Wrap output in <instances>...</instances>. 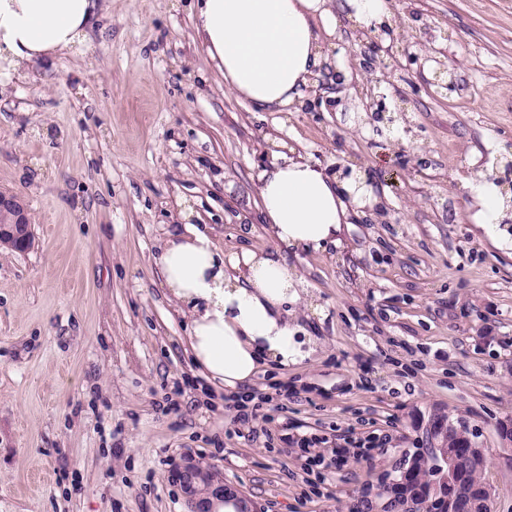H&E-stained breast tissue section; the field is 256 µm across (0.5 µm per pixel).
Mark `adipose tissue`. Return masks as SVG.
I'll list each match as a JSON object with an SVG mask.
<instances>
[{
	"instance_id": "obj_1",
	"label": "adipose tissue",
	"mask_w": 512,
	"mask_h": 512,
	"mask_svg": "<svg viewBox=\"0 0 512 512\" xmlns=\"http://www.w3.org/2000/svg\"><path fill=\"white\" fill-rule=\"evenodd\" d=\"M103 2L0 0V60L24 68L80 50ZM335 26L328 0H199L194 37L225 88L258 108L281 112L302 104L328 60L322 34ZM258 192L274 248L227 259L206 232L187 224L153 257L166 291L191 314L195 363L227 389L249 383L261 362L286 366L304 358L302 328L287 306L299 299L305 282L288 253L333 242L349 221L350 204L363 196L355 183L287 156L260 173ZM470 194L478 224L490 230L504 219L494 179H474Z\"/></svg>"
}]
</instances>
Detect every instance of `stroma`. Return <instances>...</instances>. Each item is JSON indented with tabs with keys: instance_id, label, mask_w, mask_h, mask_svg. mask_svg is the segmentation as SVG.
<instances>
[{
	"instance_id": "stroma-1",
	"label": "stroma",
	"mask_w": 512,
	"mask_h": 512,
	"mask_svg": "<svg viewBox=\"0 0 512 512\" xmlns=\"http://www.w3.org/2000/svg\"><path fill=\"white\" fill-rule=\"evenodd\" d=\"M329 8L346 86L312 112L227 91L191 39L192 0H107L85 54L0 85V191L35 239L0 247V512H187L168 479L187 456L258 512H372L379 477L436 413L474 431L494 510L512 512L496 434L512 418V223L488 237L469 190L512 160V0H398L384 70L368 68L373 33L348 0ZM378 99L393 119L380 132ZM293 149L379 174L367 191L386 211L289 254L315 351L249 383L295 392L264 406L268 434L253 438L194 366L151 256L186 203L225 254L272 248L258 176ZM369 437L383 446L359 448Z\"/></svg>"
}]
</instances>
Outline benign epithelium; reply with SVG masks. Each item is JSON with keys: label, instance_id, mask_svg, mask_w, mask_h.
<instances>
[{"label": "benign epithelium", "instance_id": "1", "mask_svg": "<svg viewBox=\"0 0 512 512\" xmlns=\"http://www.w3.org/2000/svg\"><path fill=\"white\" fill-rule=\"evenodd\" d=\"M33 243L31 223L22 200L1 191L0 247L26 251ZM460 426L462 423L451 418L445 421L438 414L425 425L427 447L421 452L433 459L436 484L447 489V493L431 489L423 494L403 479L384 476L378 481L382 494L375 502L377 512H486L493 500L491 484L469 485L465 470L458 466L457 449L447 447L443 441L447 431ZM461 440L469 466L487 471L488 462L476 435H463ZM169 479L180 489L188 512H217V506L228 499L237 504L236 512H257L254 503L237 486L193 458L173 465Z\"/></svg>", "mask_w": 512, "mask_h": 512}]
</instances>
